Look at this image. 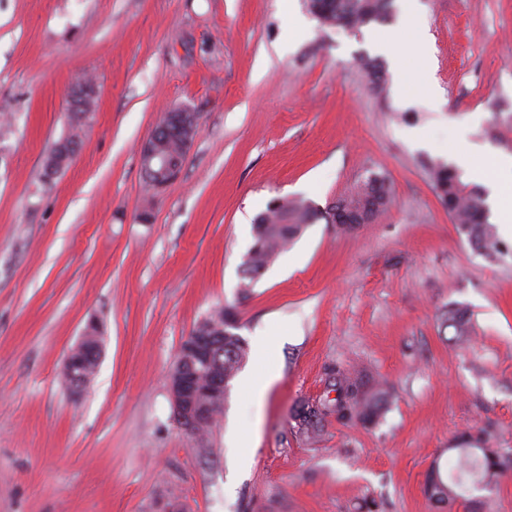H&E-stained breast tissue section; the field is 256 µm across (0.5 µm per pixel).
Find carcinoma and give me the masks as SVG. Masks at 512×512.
Here are the masks:
<instances>
[{
	"label": "carcinoma",
	"instance_id": "1",
	"mask_svg": "<svg viewBox=\"0 0 512 512\" xmlns=\"http://www.w3.org/2000/svg\"><path fill=\"white\" fill-rule=\"evenodd\" d=\"M307 7L326 26L361 27L373 22H386L393 14V0H307ZM360 65L370 85L376 90H383L386 76L381 62L363 56ZM89 115L88 111L68 114V134L53 143L43 158L42 171L46 181H51L75 156ZM198 131L199 125L189 126L178 138L163 142L161 151L173 160L185 161ZM430 177L453 223L466 235L478 254L490 261H500L512 253L498 239L495 225L488 221L484 191L465 183L459 170L442 162L430 165ZM390 196L391 189L386 179L372 175L340 197L336 206L351 213H360L368 204L378 200L380 207L370 213V221L373 222L385 212ZM319 216L321 212L309 207L302 198H283L259 214L254 221L253 243L242 262L245 269L241 270V288L249 290L278 255L300 238ZM236 316L235 307H220L195 324L191 333L194 336H217L225 330L226 321ZM443 325L453 329L455 340H462L470 333L468 308L460 303H449ZM214 354L218 355L220 368L224 371V390L227 391L246 358L247 344L239 335L226 336L224 344L216 347ZM333 380L336 390L333 404L320 408L302 402L295 411L294 419L299 429L308 435L320 431L322 418L327 414L348 422L371 424L381 415L389 399V392L384 386L376 385L365 392L358 379L346 372L336 371ZM471 439L474 444L453 449L454 465L450 473L442 471L437 459L430 465L423 492L431 502L450 507L465 500L463 492L467 486L478 488L495 484L504 470L512 469V458L494 447L486 432L480 430Z\"/></svg>",
	"mask_w": 512,
	"mask_h": 512
}]
</instances>
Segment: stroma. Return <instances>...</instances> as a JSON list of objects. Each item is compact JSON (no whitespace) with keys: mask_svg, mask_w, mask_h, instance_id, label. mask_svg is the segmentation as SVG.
<instances>
[{"mask_svg":"<svg viewBox=\"0 0 512 512\" xmlns=\"http://www.w3.org/2000/svg\"><path fill=\"white\" fill-rule=\"evenodd\" d=\"M415 14L423 55L399 9L345 28L305 0H0V512H158L172 493L187 512H442L423 484L449 447L483 429L512 453V257L474 252L415 142L442 140L496 179L493 157L512 155V0H416ZM87 74L82 144L43 185ZM177 108L199 133L152 196L140 147ZM373 173L392 189L381 220H318L241 297L258 214L287 196L326 208ZM451 302L471 312L461 346L441 320ZM225 305L246 342L281 327L276 381L258 412L231 381L196 443L173 420L169 374ZM90 323L101 360L74 393L59 373ZM337 368L367 391L387 382L389 402L375 424L328 415L308 437L294 409L334 399ZM473 497L452 512H512V470Z\"/></svg>","mask_w":512,"mask_h":512,"instance_id":"1","label":"stroma"}]
</instances>
